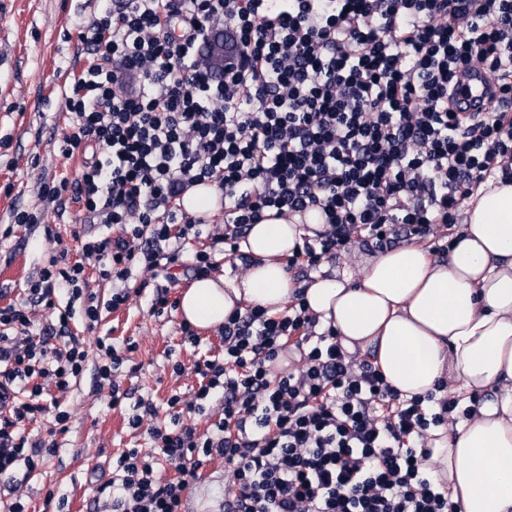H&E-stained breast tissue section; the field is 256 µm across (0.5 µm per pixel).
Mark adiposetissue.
Returning <instances> with one entry per match:
<instances>
[{"instance_id": "ef3b65f1", "label": "adipose tissue", "mask_w": 512, "mask_h": 512, "mask_svg": "<svg viewBox=\"0 0 512 512\" xmlns=\"http://www.w3.org/2000/svg\"><path fill=\"white\" fill-rule=\"evenodd\" d=\"M322 228L315 211L252 225L246 274L196 280L178 302L183 318L218 328L248 304L282 312L298 290L283 260ZM303 291L319 324L370 354L401 398L472 397L470 418L433 431L423 464L461 512H512V181L479 191L447 259L410 244L367 259L357 279Z\"/></svg>"}]
</instances>
